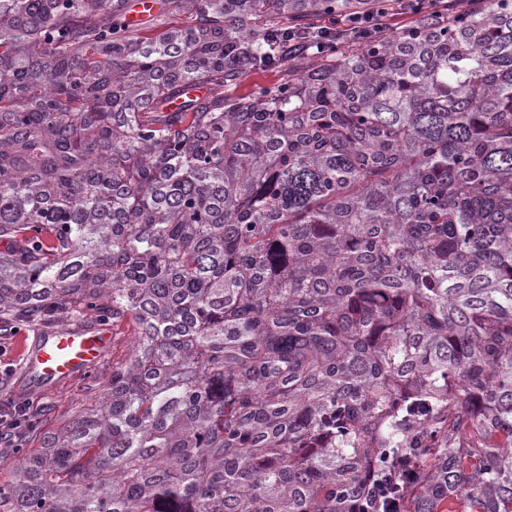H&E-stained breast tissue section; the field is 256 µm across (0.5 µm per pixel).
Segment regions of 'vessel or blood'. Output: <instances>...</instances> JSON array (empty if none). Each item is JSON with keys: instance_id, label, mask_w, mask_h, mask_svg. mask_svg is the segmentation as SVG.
Returning a JSON list of instances; mask_svg holds the SVG:
<instances>
[{"instance_id": "b4317fda", "label": "vessel or blood", "mask_w": 512, "mask_h": 512, "mask_svg": "<svg viewBox=\"0 0 512 512\" xmlns=\"http://www.w3.org/2000/svg\"><path fill=\"white\" fill-rule=\"evenodd\" d=\"M112 344L106 325L58 328L40 336L26 359L34 388L77 377L95 367Z\"/></svg>"}]
</instances>
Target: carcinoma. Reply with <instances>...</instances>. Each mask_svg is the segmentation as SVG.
<instances>
[{"mask_svg": "<svg viewBox=\"0 0 512 512\" xmlns=\"http://www.w3.org/2000/svg\"><path fill=\"white\" fill-rule=\"evenodd\" d=\"M166 2L0 0V324L134 336L0 512H512V0ZM423 1L417 0H401V5H407L406 7H400V12L392 15H373V14H362L353 17L347 28H351L352 31H358L361 36L370 34L384 29H390L389 21L396 15H411L417 16L422 8ZM279 79L278 69H268L265 71H254L249 74L247 79L238 87V95H250L261 87H269Z\"/></svg>", "mask_w": 512, "mask_h": 512, "instance_id": "carcinoma-1", "label": "carcinoma"}]
</instances>
